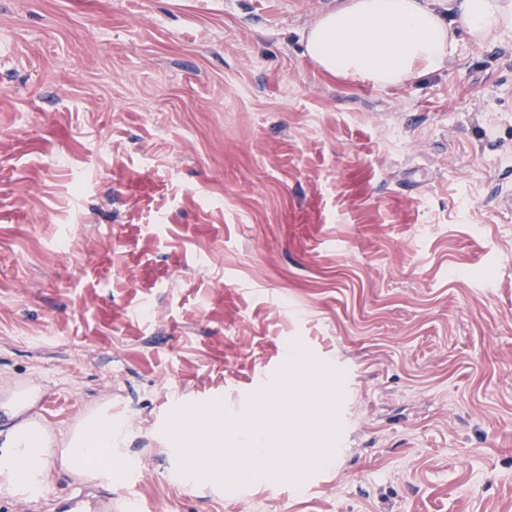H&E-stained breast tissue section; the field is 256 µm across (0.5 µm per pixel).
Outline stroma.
<instances>
[{
  "mask_svg": "<svg viewBox=\"0 0 512 512\" xmlns=\"http://www.w3.org/2000/svg\"><path fill=\"white\" fill-rule=\"evenodd\" d=\"M339 0H0V377L136 463L0 512H512V36L380 89L303 34ZM343 374L332 464L186 482L176 406L245 412L293 343Z\"/></svg>",
  "mask_w": 512,
  "mask_h": 512,
  "instance_id": "35a3bbf8",
  "label": "stroma"
}]
</instances>
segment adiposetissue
Segmentation results:
<instances>
[{
  "label": "adipose tissue",
  "mask_w": 512,
  "mask_h": 512,
  "mask_svg": "<svg viewBox=\"0 0 512 512\" xmlns=\"http://www.w3.org/2000/svg\"><path fill=\"white\" fill-rule=\"evenodd\" d=\"M457 19L479 39L498 41L512 31V0H448L444 13L428 0H342L313 23L305 49L329 76L397 87L447 66ZM37 400L31 388L0 401V495L31 499L60 470L111 489L129 463L127 419L104 401L58 433L36 413Z\"/></svg>",
  "instance_id": "adipose-tissue-1"
}]
</instances>
